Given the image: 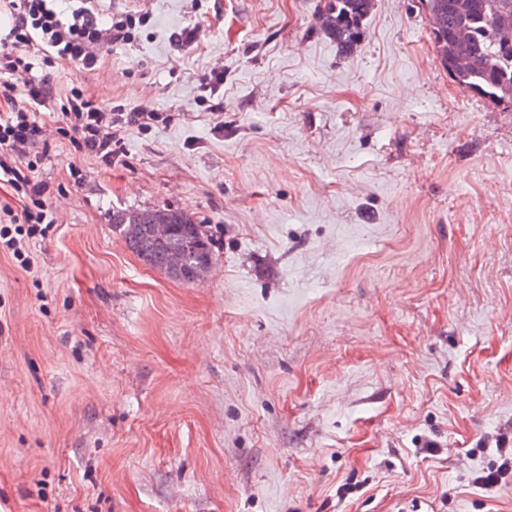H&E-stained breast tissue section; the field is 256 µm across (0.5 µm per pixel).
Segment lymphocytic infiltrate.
<instances>
[{"mask_svg":"<svg viewBox=\"0 0 512 512\" xmlns=\"http://www.w3.org/2000/svg\"><path fill=\"white\" fill-rule=\"evenodd\" d=\"M0 11L13 19L9 33L0 38V181L25 201L18 211L0 205V250L24 258L30 243L54 222L50 201L55 191L35 176L42 110H60L64 133L75 148L106 163L122 155L123 129L152 126L162 115L98 101L78 85L60 94L34 73L40 65L96 70L105 44L131 43L136 14L113 15L104 28L91 8L79 6L64 18L53 0H0Z\"/></svg>","mask_w":512,"mask_h":512,"instance_id":"1","label":"lymphocytic infiltrate"}]
</instances>
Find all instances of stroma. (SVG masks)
Instances as JSON below:
<instances>
[{
    "label": "stroma",
    "mask_w": 512,
    "mask_h": 512,
    "mask_svg": "<svg viewBox=\"0 0 512 512\" xmlns=\"http://www.w3.org/2000/svg\"><path fill=\"white\" fill-rule=\"evenodd\" d=\"M325 3L95 0L148 19L47 69L168 119L110 166L41 120L61 192L34 268L0 250V512H512V477L473 482L512 448V106L457 87L419 0L348 58ZM163 207L201 281L112 224ZM166 214L170 217L172 231L168 220L157 219ZM136 215L135 224H131V216ZM157 222V224H155ZM112 224L122 232L127 247L142 261L145 266L163 272L169 265L172 270L179 273L175 277L164 273L169 279L183 283L193 284L192 273L204 260L213 263L214 254L210 241L197 224L192 214L181 208L152 209L142 211H116L112 214ZM155 224V229H154ZM163 240L159 242L156 238ZM210 262L199 266L194 272V279L199 281L202 273L209 268ZM196 281V282H197Z\"/></svg>",
    "instance_id": "stroma-1"
}]
</instances>
